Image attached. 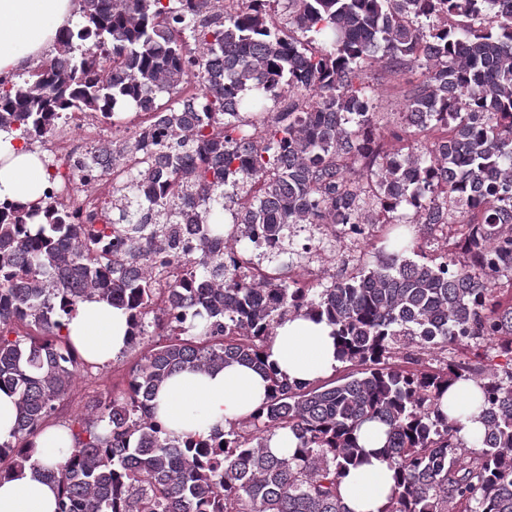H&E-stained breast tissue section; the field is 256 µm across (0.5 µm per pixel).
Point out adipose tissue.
<instances>
[{"instance_id":"obj_1","label":"adipose tissue","mask_w":512,"mask_h":512,"mask_svg":"<svg viewBox=\"0 0 512 512\" xmlns=\"http://www.w3.org/2000/svg\"><path fill=\"white\" fill-rule=\"evenodd\" d=\"M78 0H0V77L30 67L54 48L73 25ZM46 169L39 152L0 132V200L26 205L45 187ZM64 333L86 364L106 365L129 346V316L122 308L96 298L78 304ZM266 364L289 380L310 382L340 364L337 339L325 319L291 315L275 329L263 349ZM269 382L252 367L233 364L213 371L185 370L163 383L156 395V418L169 436L180 439L209 434L252 414L266 400ZM447 413L461 427L466 442L483 432L482 393L475 382H459L445 395ZM381 426L371 422L359 431L367 457L343 478L341 495L349 512H382L394 484L388 462L379 454ZM73 434L63 426L45 428L33 439V457L55 467L69 457ZM59 489L30 470L0 478V512H55Z\"/></svg>"}]
</instances>
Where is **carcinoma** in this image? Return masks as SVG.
<instances>
[{
	"mask_svg": "<svg viewBox=\"0 0 512 512\" xmlns=\"http://www.w3.org/2000/svg\"><path fill=\"white\" fill-rule=\"evenodd\" d=\"M80 2L54 52L0 81V131L30 145L66 138L72 112L141 120L70 164L76 186L108 180L102 204L59 199L45 157L40 199L0 203V385L19 397L0 477L28 466L57 482L58 512H348L356 432L379 421L395 478L385 512H512V370L389 362L401 341L482 339L512 356V295L496 288L512 282V0ZM375 64L404 80L390 133L365 81ZM402 132L413 144L385 148ZM304 224L323 226L317 243L299 241ZM379 224L390 251L375 261L316 284L295 272ZM412 224L450 229L440 260L407 256ZM93 296L126 309L131 342L151 327L165 340L43 468L32 439L83 366L65 321ZM302 310L336 328L353 372L319 385L265 363L276 326ZM18 321L38 334L12 337ZM233 363L266 374L265 404L207 437L167 435L156 390ZM461 379L484 393L470 446L440 409ZM284 429L290 455L269 447Z\"/></svg>",
	"mask_w": 512,
	"mask_h": 512,
	"instance_id": "1",
	"label": "carcinoma"
}]
</instances>
